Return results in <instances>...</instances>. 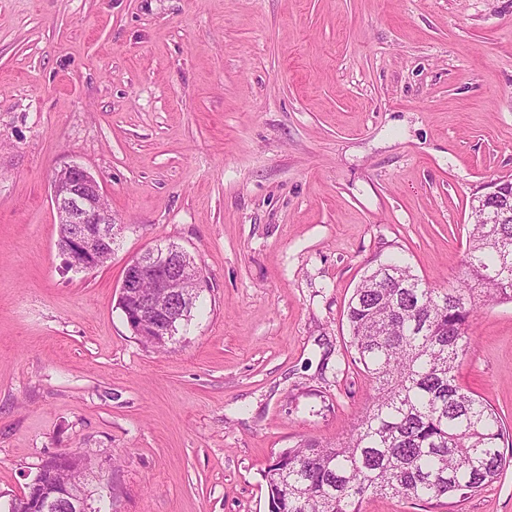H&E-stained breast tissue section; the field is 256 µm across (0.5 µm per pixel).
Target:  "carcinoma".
Listing matches in <instances>:
<instances>
[{
    "instance_id": "carcinoma-1",
    "label": "carcinoma",
    "mask_w": 512,
    "mask_h": 512,
    "mask_svg": "<svg viewBox=\"0 0 512 512\" xmlns=\"http://www.w3.org/2000/svg\"><path fill=\"white\" fill-rule=\"evenodd\" d=\"M494 187L488 203L512 206V182ZM463 266L446 288L395 256L363 276L347 319L368 405L343 438H305L275 455L268 512H362L371 496L437 505L483 490L512 464L500 413L459 382L475 314L512 303V221L474 220Z\"/></svg>"
}]
</instances>
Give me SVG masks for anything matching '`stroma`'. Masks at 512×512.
Returning a JSON list of instances; mask_svg holds the SVG:
<instances>
[{
	"mask_svg": "<svg viewBox=\"0 0 512 512\" xmlns=\"http://www.w3.org/2000/svg\"><path fill=\"white\" fill-rule=\"evenodd\" d=\"M74 163L121 226L86 273L50 198ZM500 180L512 0H0V505L71 451L94 507L268 512L274 455L366 406L360 280L397 254L456 283ZM169 243L202 282L157 351L119 285ZM470 334L459 381L512 427V304ZM457 512H512V467Z\"/></svg>",
	"mask_w": 512,
	"mask_h": 512,
	"instance_id": "35a3bbf8",
	"label": "stroma"
}]
</instances>
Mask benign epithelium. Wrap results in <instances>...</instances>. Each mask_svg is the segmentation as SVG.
Instances as JSON below:
<instances>
[{
  "instance_id": "7a95c632",
  "label": "benign epithelium",
  "mask_w": 512,
  "mask_h": 512,
  "mask_svg": "<svg viewBox=\"0 0 512 512\" xmlns=\"http://www.w3.org/2000/svg\"><path fill=\"white\" fill-rule=\"evenodd\" d=\"M103 193L96 179L84 167L72 164L54 173L51 180V202L56 210L58 223L66 229V244L60 249L68 269L77 273L99 267L98 255L112 253L118 235V225L112 213L103 210ZM475 216L485 224H505L512 220L509 207L489 208L485 197L478 198ZM200 268L194 258L186 255L176 245L154 246L129 260L122 272L119 294L133 295L137 306L127 315V323L136 336L153 334L162 341L171 342L176 335V323L181 308L174 305L160 308L152 305L138 292L144 281L152 283L157 292L171 298L178 297V288L188 278L200 281ZM80 456L71 452L55 455L54 467L72 473V478L63 490L54 494L55 502H63L69 512H85L88 494L80 481L82 469ZM43 486L41 475H36L27 486V494L14 500L13 506L20 510L36 512L43 503L32 502L40 495Z\"/></svg>"
}]
</instances>
